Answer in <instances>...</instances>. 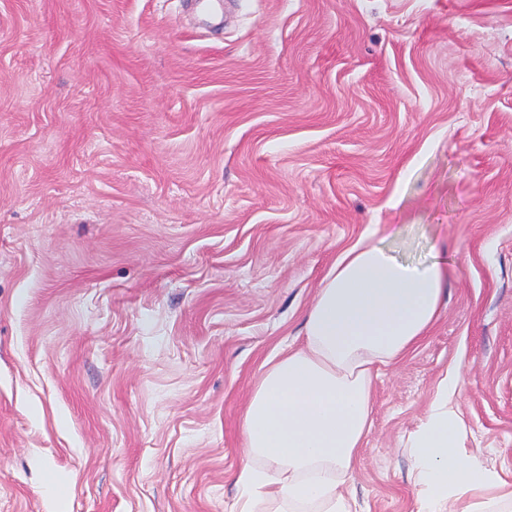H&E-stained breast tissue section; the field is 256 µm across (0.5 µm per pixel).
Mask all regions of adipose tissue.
<instances>
[{
	"instance_id": "ef3b65f1",
	"label": "adipose tissue",
	"mask_w": 512,
	"mask_h": 512,
	"mask_svg": "<svg viewBox=\"0 0 512 512\" xmlns=\"http://www.w3.org/2000/svg\"><path fill=\"white\" fill-rule=\"evenodd\" d=\"M448 261H398L370 238L345 248L307 312L300 346L266 362L247 403L246 460L232 512H352L343 487L372 427L374 373L414 351L438 319ZM461 378L441 380L411 443L416 512H482L512 502V482L463 460L455 408ZM269 461L255 467L254 459Z\"/></svg>"
}]
</instances>
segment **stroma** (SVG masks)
Masks as SVG:
<instances>
[{"label": "stroma", "instance_id": "1", "mask_svg": "<svg viewBox=\"0 0 512 512\" xmlns=\"http://www.w3.org/2000/svg\"><path fill=\"white\" fill-rule=\"evenodd\" d=\"M0 0V512H230L242 417L364 236L459 252L353 491L414 512L464 369L512 480V0Z\"/></svg>", "mask_w": 512, "mask_h": 512}]
</instances>
